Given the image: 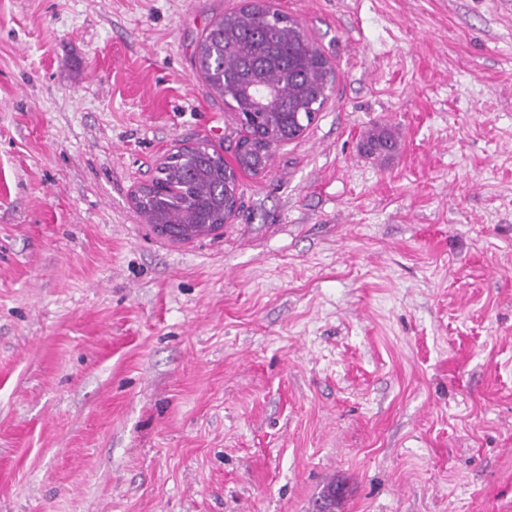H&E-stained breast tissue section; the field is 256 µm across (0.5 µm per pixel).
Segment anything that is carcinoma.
I'll return each instance as SVG.
<instances>
[{
	"label": "carcinoma",
	"instance_id": "obj_1",
	"mask_svg": "<svg viewBox=\"0 0 512 512\" xmlns=\"http://www.w3.org/2000/svg\"><path fill=\"white\" fill-rule=\"evenodd\" d=\"M195 66L247 125L236 144L237 167L224 164L215 149L179 151L137 198L147 223L174 232L189 224L224 223L239 199L237 170L265 168L272 143L301 137L313 123L303 113L322 110L334 81L332 64L300 24L268 0L245 4L208 27ZM366 148L370 154L390 152L394 136L376 129Z\"/></svg>",
	"mask_w": 512,
	"mask_h": 512
}]
</instances>
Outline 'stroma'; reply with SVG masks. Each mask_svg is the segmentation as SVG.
Here are the masks:
<instances>
[{
    "label": "stroma",
    "mask_w": 512,
    "mask_h": 512,
    "mask_svg": "<svg viewBox=\"0 0 512 512\" xmlns=\"http://www.w3.org/2000/svg\"><path fill=\"white\" fill-rule=\"evenodd\" d=\"M243 2L0 0V512H512V6L275 0L334 90L169 242L134 193L234 163ZM395 139L388 129L373 130L366 139V148L369 154H382L395 148Z\"/></svg>",
    "instance_id": "stroma-1"
}]
</instances>
